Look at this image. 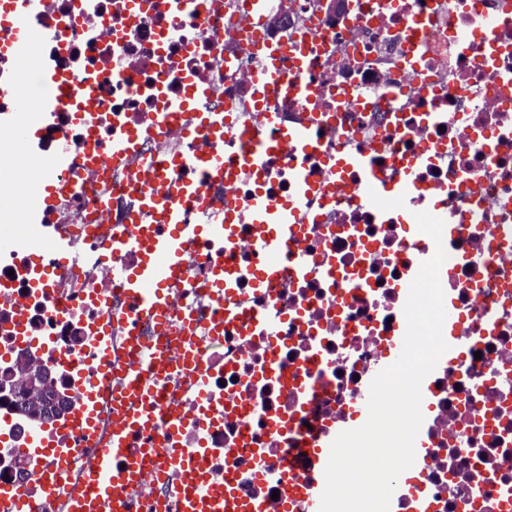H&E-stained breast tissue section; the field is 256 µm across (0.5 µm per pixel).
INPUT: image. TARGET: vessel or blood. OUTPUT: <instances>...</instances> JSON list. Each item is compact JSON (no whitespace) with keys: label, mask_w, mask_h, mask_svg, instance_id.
Returning <instances> with one entry per match:
<instances>
[{"label":"vessel or blood","mask_w":512,"mask_h":512,"mask_svg":"<svg viewBox=\"0 0 512 512\" xmlns=\"http://www.w3.org/2000/svg\"><path fill=\"white\" fill-rule=\"evenodd\" d=\"M174 126L188 136L205 131L215 142V149L194 159L203 182L182 176V162L175 157L158 155L146 169L133 167L130 160L137 151L134 139L112 146L113 165L122 166L125 181L133 183L137 190L136 205L129 211L123 231L114 235L113 240L139 251L142 260L135 269L117 266L112 270L113 282L129 299L131 307L130 314L119 315L118 320L133 329L142 322L166 320L171 310L172 289L180 281L179 258L184 251L208 235L212 226L233 234L239 221L237 210L231 206L214 208L204 196L205 185L236 180L246 169L263 174L267 158L282 149L285 141L300 145L310 141L306 128H296L288 132L286 140L270 141L235 159H225L219 147L224 140L223 113L205 110L192 99L172 104L168 111L160 113L153 131L162 135ZM23 199V209L5 201L0 203V211H22L23 222H32L43 203L39 184L28 183ZM251 213L259 229V242L271 238L285 242L296 237L297 210H278L267 198L259 196L251 203ZM139 356L141 367L133 376L134 398L119 413L107 448L88 468L81 487L71 492L67 512H123L126 492L135 486L141 466L152 454L148 448L133 449L132 439L159 420V391L152 376L160 360L151 350L140 351ZM174 498L178 512H264L261 503L241 500L227 487L211 486L196 475Z\"/></svg>","instance_id":"1"}]
</instances>
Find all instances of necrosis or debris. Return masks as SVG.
Masks as SVG:
<instances>
[{"label":"necrosis or debris","mask_w":512,"mask_h":512,"mask_svg":"<svg viewBox=\"0 0 512 512\" xmlns=\"http://www.w3.org/2000/svg\"><path fill=\"white\" fill-rule=\"evenodd\" d=\"M295 2L298 21L274 33L253 23L244 0H211L204 15L183 0H45L32 17L0 0V114L21 111L18 51L34 32L43 77L90 89L98 114L92 122L56 104L34 132L17 126L0 135V200L14 198L11 176L30 156L79 161L90 150L97 158L91 183L55 193L40 223L0 225V373L21 351L40 348L74 399L38 431L0 401V490L42 500L40 476L60 465L50 512H66L69 486L107 445L114 386L127 379L138 341L160 356L164 411L178 421L153 432L159 449L130 493V512H166L182 465L171 442L200 455L210 481L229 482L266 512H305L302 500L288 506L273 492L287 476L300 488L313 480L308 446L352 429L371 381L404 342L401 286L417 276V254L441 246L454 355L427 377L429 415L415 440L422 463L398 477L405 490L395 512H416L422 501L430 512H512V0ZM255 40L280 45L284 82L303 89L266 101L273 126L255 106L263 63L244 48ZM299 47L306 64L297 70L290 59ZM197 95L223 104L228 156L308 126L312 149L288 147L268 159L264 178L212 192L217 206L245 209L258 196L299 206L304 222L293 241L267 251L248 221L232 247L202 239L183 259L187 279L173 292L169 324L140 327L133 341L107 320L118 303L113 266L141 260L105 247L133 201L112 176L109 146L139 135L135 164L172 153L189 173L193 154L211 145L206 133L157 137L151 129L167 102ZM352 151L368 154L389 180L408 175L414 199L358 205L363 171L333 165ZM297 170L310 189L303 199ZM421 211L457 222L437 243L409 231ZM58 229L79 264L51 249ZM272 262L310 272L260 285ZM221 265L236 268L245 313L212 342L206 332L223 309L208 289ZM192 333L204 354L198 382L185 356Z\"/></svg>","instance_id":"4bbe7bcc"}]
</instances>
